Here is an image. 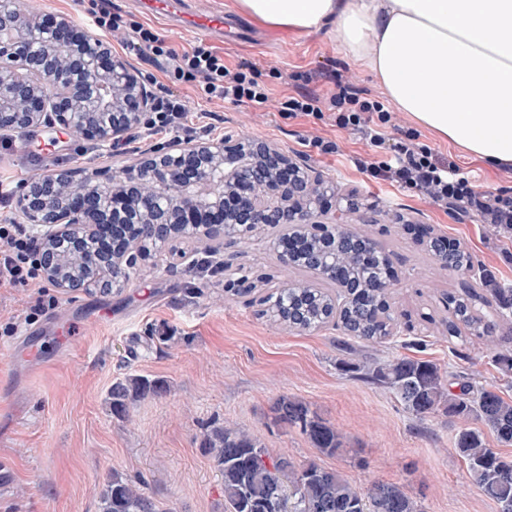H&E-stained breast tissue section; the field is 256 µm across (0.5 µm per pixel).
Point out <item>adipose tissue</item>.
<instances>
[{
  "mask_svg": "<svg viewBox=\"0 0 512 512\" xmlns=\"http://www.w3.org/2000/svg\"><path fill=\"white\" fill-rule=\"evenodd\" d=\"M271 30L324 31L398 110L512 169V0H235Z\"/></svg>",
  "mask_w": 512,
  "mask_h": 512,
  "instance_id": "1",
  "label": "adipose tissue"
}]
</instances>
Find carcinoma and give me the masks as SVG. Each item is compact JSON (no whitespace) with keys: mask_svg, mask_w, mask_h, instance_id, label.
<instances>
[{"mask_svg":"<svg viewBox=\"0 0 512 512\" xmlns=\"http://www.w3.org/2000/svg\"><path fill=\"white\" fill-rule=\"evenodd\" d=\"M448 239L427 236L432 254L474 270L471 255L461 246L447 251ZM56 262L58 274L67 279L89 280L100 291L110 293L123 286L129 275L113 271L116 282L96 279V264L90 260L93 243L62 236L43 246ZM362 244L349 232L336 244L311 239L304 243L296 266L311 271L336 263L345 274L352 300L340 307L326 289L287 284L265 298L266 313L285 329L319 331L330 323L344 335L368 345L387 344L394 337L395 317L389 293L381 288L389 267L388 255L378 250L363 261ZM481 291H467L450 299L444 330L463 342L482 341L492 352V361L502 374H512V353L497 349V331L512 330V285L490 273H479ZM490 308L485 313L478 304ZM364 376L388 390L413 416L425 420L439 412L452 417H475L481 426H464L455 435V449L467 465L471 481L498 512H512V456L489 446L483 429L497 442L512 446V401L496 390L465 383L451 390L449 374L431 361L392 358L365 362ZM148 381L127 376L112 387V407L122 410L127 400L144 394ZM276 419L296 427L321 453L340 455L346 451L343 433L324 422L301 399L281 396L275 406ZM207 449L224 481L226 512H421L417 501L393 483L374 482L364 489L340 472L315 462L297 466L286 457L271 459L258 440L236 427L220 426L204 435ZM100 512H163L153 498L121 476L114 474L100 494Z\"/></svg>","mask_w":512,"mask_h":512,"instance_id":"1","label":"carcinoma"}]
</instances>
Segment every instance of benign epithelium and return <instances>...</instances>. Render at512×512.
<instances>
[{
  "instance_id": "1",
  "label": "benign epithelium",
  "mask_w": 512,
  "mask_h": 512,
  "mask_svg": "<svg viewBox=\"0 0 512 512\" xmlns=\"http://www.w3.org/2000/svg\"><path fill=\"white\" fill-rule=\"evenodd\" d=\"M148 92L125 59L106 42L62 18L0 8V126L40 125L74 131L105 144L140 124ZM61 170L32 185L24 209L48 240L62 235L97 239L112 258L131 264L145 240L144 224L162 225L166 243L189 229L198 241L218 229L251 237L263 227L288 230L272 241L291 264L300 236L336 241L348 229L329 214L336 189L272 143L247 137L187 144L173 153H145L99 178Z\"/></svg>"
}]
</instances>
